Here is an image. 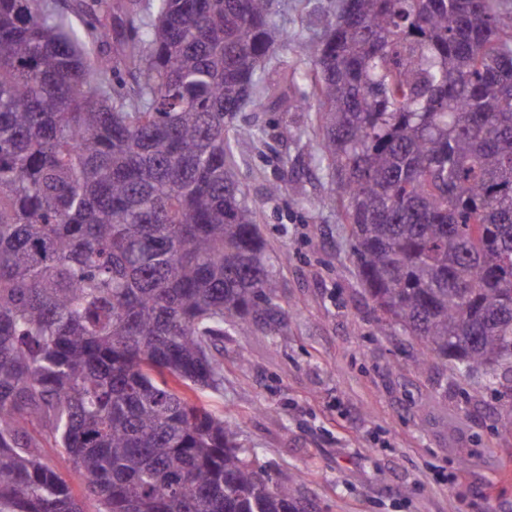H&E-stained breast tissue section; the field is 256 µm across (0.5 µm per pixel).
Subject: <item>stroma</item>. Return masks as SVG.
Instances as JSON below:
<instances>
[{"mask_svg":"<svg viewBox=\"0 0 512 512\" xmlns=\"http://www.w3.org/2000/svg\"><path fill=\"white\" fill-rule=\"evenodd\" d=\"M339 0H278L304 66L305 43ZM318 103L280 111L261 100L227 120L236 175L256 207L289 308L288 330L225 335L224 386L200 402L238 428L258 464L299 474L319 512H512V395L412 365L419 345L381 333L349 225L329 197ZM283 184L281 194L268 193Z\"/></svg>","mask_w":512,"mask_h":512,"instance_id":"stroma-1","label":"stroma"}]
</instances>
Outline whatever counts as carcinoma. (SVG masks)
Segmentation results:
<instances>
[{
  "mask_svg": "<svg viewBox=\"0 0 512 512\" xmlns=\"http://www.w3.org/2000/svg\"><path fill=\"white\" fill-rule=\"evenodd\" d=\"M274 0H0V512H316L248 459L226 333L282 330L225 118L272 97ZM275 104L319 103L330 195L383 331L512 371V12L341 0ZM141 75L112 86V63ZM43 462L53 469L61 472L71 483L75 491L81 492L84 479L79 472L74 470L73 463L62 455L58 448H54L51 443H44L41 448Z\"/></svg>",
  "mask_w": 512,
  "mask_h": 512,
  "instance_id": "1",
  "label": "carcinoma"
}]
</instances>
